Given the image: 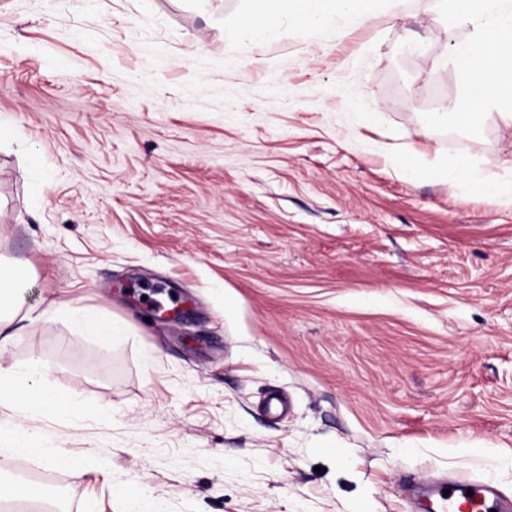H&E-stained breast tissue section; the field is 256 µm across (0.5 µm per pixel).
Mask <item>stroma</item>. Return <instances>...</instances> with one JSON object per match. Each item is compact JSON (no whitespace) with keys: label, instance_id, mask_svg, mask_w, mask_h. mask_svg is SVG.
Listing matches in <instances>:
<instances>
[{"label":"stroma","instance_id":"stroma-1","mask_svg":"<svg viewBox=\"0 0 512 512\" xmlns=\"http://www.w3.org/2000/svg\"><path fill=\"white\" fill-rule=\"evenodd\" d=\"M321 7L252 46L247 0H0V263L28 275L0 369L41 360L66 405L0 428L72 456L8 464L58 512H410L440 475L512 499V206L397 166L512 182L499 115L457 119L472 28ZM398 164L406 176L417 179L421 177L431 176L442 179H448V170L455 175L456 178H466L470 185L471 192L494 204H501L507 200L511 202V190L507 192L503 185L492 177L473 178L469 174L468 165L458 160L448 158L444 161H436L429 167H424L418 163L413 153H403L398 159ZM70 313L71 318L89 335L97 337L102 342H114L116 339L126 338V329L123 324L103 321L95 314L79 308L71 309Z\"/></svg>","mask_w":512,"mask_h":512}]
</instances>
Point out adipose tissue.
<instances>
[{
  "mask_svg": "<svg viewBox=\"0 0 512 512\" xmlns=\"http://www.w3.org/2000/svg\"><path fill=\"white\" fill-rule=\"evenodd\" d=\"M426 4L428 9L467 19L475 29L474 35L457 45L452 54L468 105L462 121L475 123L485 111L497 109L502 122L512 129V12L494 13L493 0H426ZM398 163L405 175L413 179L426 176L444 179L452 174L468 179L471 192L487 201L500 204L512 198V193L497 179L470 177L468 165L458 160H439L425 167L413 153L406 152ZM4 403L45 413L56 410L59 399L47 382L44 366L33 361L21 375L0 373V404ZM22 454L42 455L59 469L71 465L69 455L62 448L27 429L16 428L0 439V458L9 460Z\"/></svg>",
  "mask_w": 512,
  "mask_h": 512,
  "instance_id": "ef3b65f1",
  "label": "adipose tissue"
}]
</instances>
